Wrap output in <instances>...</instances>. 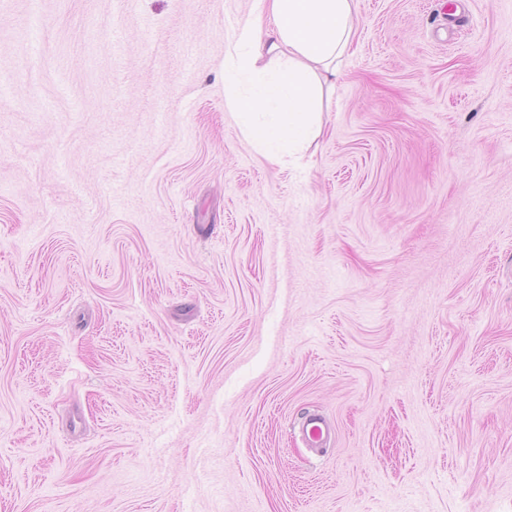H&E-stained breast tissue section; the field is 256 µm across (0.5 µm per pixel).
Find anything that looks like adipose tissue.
Segmentation results:
<instances>
[{
  "label": "adipose tissue",
  "instance_id": "1",
  "mask_svg": "<svg viewBox=\"0 0 512 512\" xmlns=\"http://www.w3.org/2000/svg\"><path fill=\"white\" fill-rule=\"evenodd\" d=\"M355 0H258L224 60L227 107L270 162L300 159L355 38Z\"/></svg>",
  "mask_w": 512,
  "mask_h": 512
}]
</instances>
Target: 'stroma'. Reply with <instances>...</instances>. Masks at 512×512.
Masks as SVG:
<instances>
[{"label": "stroma", "instance_id": "obj_1", "mask_svg": "<svg viewBox=\"0 0 512 512\" xmlns=\"http://www.w3.org/2000/svg\"><path fill=\"white\" fill-rule=\"evenodd\" d=\"M356 4L296 166L255 0H0V512H512V0Z\"/></svg>", "mask_w": 512, "mask_h": 512}]
</instances>
